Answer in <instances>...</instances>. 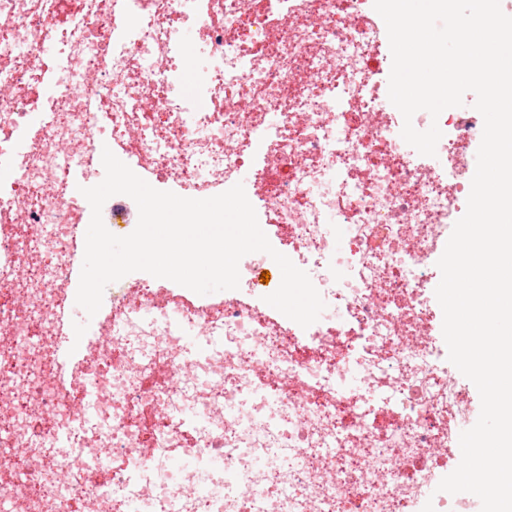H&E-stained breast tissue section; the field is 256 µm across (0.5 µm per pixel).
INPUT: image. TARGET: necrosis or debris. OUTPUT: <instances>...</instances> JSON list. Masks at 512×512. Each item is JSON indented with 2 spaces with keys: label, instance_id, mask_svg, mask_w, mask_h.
I'll list each match as a JSON object with an SVG mask.
<instances>
[{
  "label": "necrosis or debris",
  "instance_id": "1",
  "mask_svg": "<svg viewBox=\"0 0 512 512\" xmlns=\"http://www.w3.org/2000/svg\"><path fill=\"white\" fill-rule=\"evenodd\" d=\"M190 21L223 62L201 105L177 90L169 56ZM49 49L58 77L43 103ZM391 65L373 0H0V497L12 512H418L472 410L426 292L483 129L476 112L444 119L448 167L400 149ZM102 135L188 198L250 168L247 197L278 251L340 320L271 316L245 258L249 292L211 300L133 272L104 295L92 353L64 370L91 215L78 186L102 166ZM31 226L42 234L27 247ZM187 328L220 348L186 355ZM175 452L191 466L169 471Z\"/></svg>",
  "mask_w": 512,
  "mask_h": 512
}]
</instances>
